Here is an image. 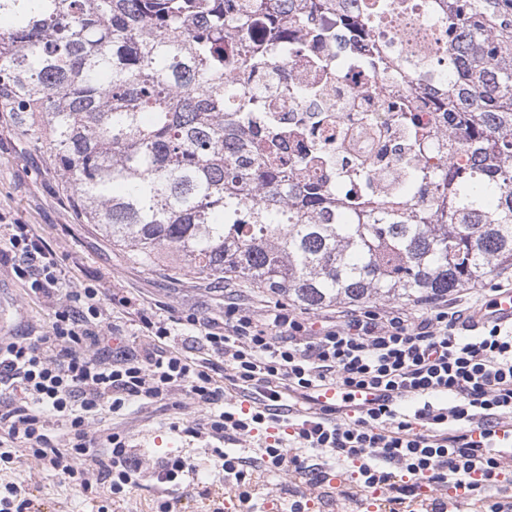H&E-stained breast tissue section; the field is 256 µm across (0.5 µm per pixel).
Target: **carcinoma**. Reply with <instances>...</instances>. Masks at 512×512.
I'll return each instance as SVG.
<instances>
[{
	"mask_svg": "<svg viewBox=\"0 0 512 512\" xmlns=\"http://www.w3.org/2000/svg\"><path fill=\"white\" fill-rule=\"evenodd\" d=\"M0 0V112L46 153L86 221L131 261L177 254L199 278L249 280L307 310L445 297L512 269V0H444L455 14L446 107L468 130L448 193L347 200L270 150L253 105L224 111L254 73L285 60L233 37L328 39L294 0ZM397 0H363L366 17Z\"/></svg>",
	"mask_w": 512,
	"mask_h": 512,
	"instance_id": "1",
	"label": "carcinoma"
}]
</instances>
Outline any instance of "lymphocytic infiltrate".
<instances>
[{
  "mask_svg": "<svg viewBox=\"0 0 512 512\" xmlns=\"http://www.w3.org/2000/svg\"><path fill=\"white\" fill-rule=\"evenodd\" d=\"M8 244L19 258L15 274L56 310L49 335L0 341V388L9 393L0 398V466L21 451L90 494L101 484L119 495L147 475L171 483L189 474L182 458L159 468L135 456L122 433L95 434L88 417L105 407L117 412L132 402L169 399L182 389L196 403L212 405L222 396L214 376L165 348L171 327L145 314L140 327L152 346L103 354L98 290H64L55 255L26 225H11ZM484 304L478 293L466 306L444 301L421 313L340 310L319 331L282 303L260 317L229 303L220 327L185 315L181 326L203 332L232 381L253 388L268 405L213 413L184 430L247 438L277 422L269 406L289 397L306 410L287 439H275L261 454L286 481L306 473L315 485L329 480L291 455L295 445L356 464L360 488L382 492L399 507L416 505L424 486L437 491L432 505L439 512L446 506L440 494L450 489L472 498L493 489L501 499L512 489V459L501 455L499 437L512 425V328L473 325ZM327 386L344 395L336 407L317 404ZM54 416L66 422L60 442L52 435ZM500 499L489 512H501Z\"/></svg>",
  "mask_w": 512,
  "mask_h": 512,
  "instance_id": "f902f5d3",
  "label": "lymphocytic infiltrate"
}]
</instances>
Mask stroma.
<instances>
[{"mask_svg":"<svg viewBox=\"0 0 512 512\" xmlns=\"http://www.w3.org/2000/svg\"><path fill=\"white\" fill-rule=\"evenodd\" d=\"M0 222L29 225L40 244L56 254L66 271L67 287L99 288L103 318L117 332L133 333L132 322L141 309L164 317L193 313L220 322L228 298L238 299L257 314L277 302L265 290L238 279L206 282L163 264L150 269L132 264L124 250L110 245L80 221L47 156L19 133L7 112H0ZM12 266V259L0 260V303L9 311L5 335L48 334L54 321L53 302L35 293L28 282L17 279ZM115 293L130 297L131 306L112 304ZM173 344L192 362L212 369L224 388L226 406L254 396V389L229 380L223 358L214 354L201 336H178ZM176 398L174 406L135 403L117 413L103 410L90 423L92 431L99 434H124L137 454L156 463L174 457L185 459L192 471L178 484H163L147 476L127 495L118 497L101 487L85 496L21 455L11 468L0 469V487L27 482L32 512H155L164 493L177 499L179 512H289L297 500L302 501L305 512H366L362 501L329 494L326 486L310 485L308 478L282 483L278 475L258 462L262 437L204 441L171 430V422L183 418L200 421L210 413L209 407L194 403L185 392H178ZM225 452L244 458L249 466L254 487L250 505H242L235 489L224 483L221 455Z\"/></svg>","mask_w":512,"mask_h":512,"instance_id":"obj_1","label":"stroma"}]
</instances>
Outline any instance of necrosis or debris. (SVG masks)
<instances>
[{
  "mask_svg": "<svg viewBox=\"0 0 512 512\" xmlns=\"http://www.w3.org/2000/svg\"><path fill=\"white\" fill-rule=\"evenodd\" d=\"M452 24L438 0H412L411 8L391 23L374 27L370 40L343 29L335 44L316 47L325 76L322 85H315L303 56L292 51L286 67L268 70L243 96L266 103L268 129L304 127V134L277 138L278 156L294 161L312 146H323L332 160L347 161L351 194L363 189L382 194L423 162L412 151L411 131L392 108L419 86L418 72L401 67L399 60L404 52L421 47L436 50L438 65H445ZM373 45L386 53L388 67L368 71L359 65ZM415 99L421 126L432 140L454 128L453 114L431 109L426 95L418 93Z\"/></svg>",
  "mask_w": 512,
  "mask_h": 512,
  "instance_id": "necrosis-or-debris-1",
  "label": "necrosis or debris"
}]
</instances>
